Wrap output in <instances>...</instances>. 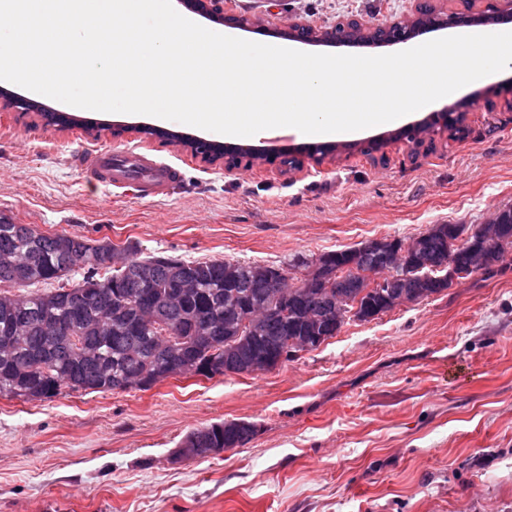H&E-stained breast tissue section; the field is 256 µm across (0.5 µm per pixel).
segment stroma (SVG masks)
I'll use <instances>...</instances> for the list:
<instances>
[{"label": "stroma", "mask_w": 512, "mask_h": 512, "mask_svg": "<svg viewBox=\"0 0 512 512\" xmlns=\"http://www.w3.org/2000/svg\"><path fill=\"white\" fill-rule=\"evenodd\" d=\"M232 14L316 28L412 14L414 0H232ZM467 133L433 148L352 147L282 173L279 161L225 171L135 133L146 115L73 108L58 131L0 99V212L47 233L109 237L142 254L274 264L371 238L409 242L435 224L487 222L512 205V108L495 84ZM101 127L86 131L85 122ZM116 125L128 133L115 136ZM130 147L171 163V196L89 182L85 150ZM244 420L243 447L174 461L195 428ZM0 512H512V255L440 294L254 375L173 378L146 391L0 398Z\"/></svg>", "instance_id": "obj_1"}]
</instances>
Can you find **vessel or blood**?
I'll return each instance as SVG.
<instances>
[{
    "mask_svg": "<svg viewBox=\"0 0 512 512\" xmlns=\"http://www.w3.org/2000/svg\"><path fill=\"white\" fill-rule=\"evenodd\" d=\"M76 164L91 182L110 188L133 185L144 197L167 195L183 179L178 167L134 150L82 152L77 155Z\"/></svg>",
    "mask_w": 512,
    "mask_h": 512,
    "instance_id": "1",
    "label": "vessel or blood"
}]
</instances>
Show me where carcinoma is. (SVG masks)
Returning <instances> with one entry per match:
<instances>
[{"mask_svg": "<svg viewBox=\"0 0 512 512\" xmlns=\"http://www.w3.org/2000/svg\"><path fill=\"white\" fill-rule=\"evenodd\" d=\"M342 39L368 40L374 32L356 27L334 29ZM435 124L424 122L402 133L418 148L434 142ZM422 238L418 251L393 240L385 249L350 247L336 250L339 271L333 287L316 295L301 283L288 284V318L266 320L251 336L235 337L255 310L268 307L275 289L268 286L266 265L226 259L183 260L166 256L141 257L126 248L128 272L115 270L112 258L88 245L90 238L74 234L66 243L56 234L35 236L27 224H0V285L13 298H0V397L15 398L18 384L38 392L40 399L62 390L86 393L143 390L144 383L183 353L214 373L254 374L264 371L257 354L277 358L290 341L311 343L325 327L327 341L337 335L353 303L378 317L393 310V300L411 302L438 294L445 287L430 285L412 272V266L443 259L472 272L487 271L475 261L473 244L500 257L512 249V218L497 213L491 233L462 237V224H439ZM82 279H69L75 269ZM192 288L169 297L185 274ZM393 282L380 294L367 291L366 274ZM244 298L250 309L237 310L229 294ZM47 309L61 328L45 332L36 324ZM253 423L223 421L190 431L185 439L207 457L210 448H239L255 435Z\"/></svg>", "mask_w": 512, "mask_h": 512, "instance_id": "carcinoma-1", "label": "carcinoma"}]
</instances>
